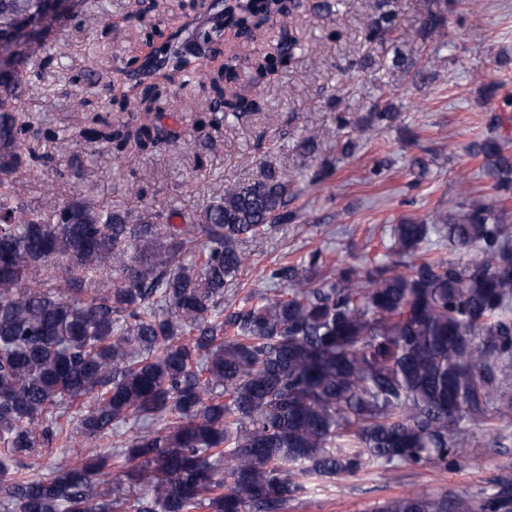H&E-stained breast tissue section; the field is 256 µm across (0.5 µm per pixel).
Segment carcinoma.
<instances>
[{"label":"carcinoma","instance_id":"carcinoma-1","mask_svg":"<svg viewBox=\"0 0 512 512\" xmlns=\"http://www.w3.org/2000/svg\"><path fill=\"white\" fill-rule=\"evenodd\" d=\"M270 0L244 34L291 15ZM60 0H0V494L14 512H283L302 477L355 475L372 463L446 468L467 455L463 419L512 420L496 372L512 368V156L506 138L468 147L493 190L430 220L393 227L391 262L360 270L320 256L277 264L265 278L288 288L233 307L229 288L240 242L298 218L294 187L267 165L249 184L224 183L204 209L170 224L103 209L78 194L42 217L14 185L47 164L26 143L33 128L18 102L40 78L30 46L60 16ZM392 0H378L371 34L394 30ZM444 16L430 11L425 35ZM215 23L191 50L166 43L141 71L138 92L105 96L129 118L87 129L77 145L166 147L175 132L155 123L180 80L187 110L209 93L203 124L218 130L260 107L236 90L237 66L199 67L220 45ZM396 113L370 109L366 128ZM438 232L457 261L421 251ZM64 274H56L57 269ZM116 272L108 279L107 270ZM86 439L135 429L117 451L93 450L46 470L34 466L71 436L68 410ZM164 419L158 430L138 427ZM112 482L116 497L96 487ZM371 512H512V488L489 496L399 494Z\"/></svg>","mask_w":512,"mask_h":512}]
</instances>
